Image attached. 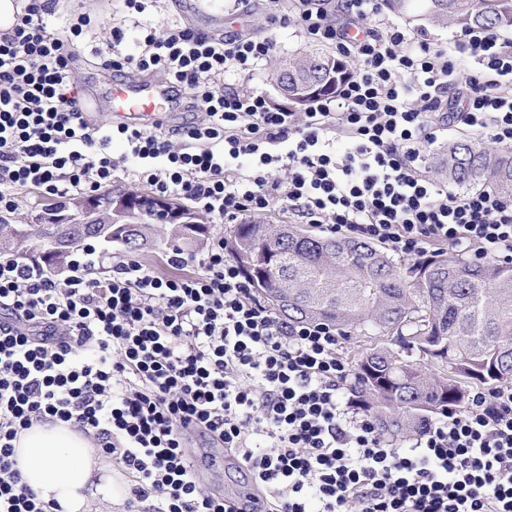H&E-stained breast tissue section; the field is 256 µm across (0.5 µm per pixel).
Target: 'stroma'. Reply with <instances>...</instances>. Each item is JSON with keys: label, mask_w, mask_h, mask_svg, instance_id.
<instances>
[{"label": "stroma", "mask_w": 512, "mask_h": 512, "mask_svg": "<svg viewBox=\"0 0 512 512\" xmlns=\"http://www.w3.org/2000/svg\"><path fill=\"white\" fill-rule=\"evenodd\" d=\"M184 0H154L152 7L142 14L128 13L120 0H59L56 8V23H64L73 15L89 14L98 19L100 28L84 41L80 50L78 81L84 94L95 101V110L89 115L90 123L101 125L113 121L110 91L112 75L97 66L95 49L107 48L112 41L113 27L124 31L123 52H135L137 40L144 29L157 34H167L174 25H186L197 31L221 37L230 34H247L272 41L273 51L269 59L263 60L247 72L230 71L224 76V87L228 90H254L261 92L269 103L277 108L289 109L288 100L280 96L271 80L275 61L298 53L334 52V45L309 41L294 27L275 24L266 0H212L211 17L192 18L184 13Z\"/></svg>", "instance_id": "stroma-1"}]
</instances>
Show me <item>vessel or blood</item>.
I'll return each instance as SVG.
<instances>
[{
  "mask_svg": "<svg viewBox=\"0 0 512 512\" xmlns=\"http://www.w3.org/2000/svg\"><path fill=\"white\" fill-rule=\"evenodd\" d=\"M111 97L113 110L121 118L134 116L155 123L175 110V100L167 88L149 78L113 80Z\"/></svg>",
  "mask_w": 512,
  "mask_h": 512,
  "instance_id": "b4317fda",
  "label": "vessel or blood"
}]
</instances>
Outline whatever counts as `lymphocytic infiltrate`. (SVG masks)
I'll return each instance as SVG.
<instances>
[{"instance_id": "lymphocytic-infiltrate-1", "label": "lymphocytic infiltrate", "mask_w": 512, "mask_h": 512, "mask_svg": "<svg viewBox=\"0 0 512 512\" xmlns=\"http://www.w3.org/2000/svg\"><path fill=\"white\" fill-rule=\"evenodd\" d=\"M331 3L347 25L330 22ZM57 5L29 0L0 35V212L33 188L64 199L111 187L125 164L110 151L118 138L139 162L135 182L220 222L279 206L401 257L448 248L512 263V199L450 190L425 168L459 121L512 148V41L500 33L465 29L445 44L383 17L380 0H297L280 23L333 43L358 70L295 114L224 88L226 72L271 54L269 40L184 26L146 31L125 53L113 28L96 54L104 70L163 73L205 112L183 126L182 147L158 126L91 127L75 48L96 23L77 15L52 29ZM334 135L348 152L332 149ZM168 263L176 275L117 254L108 278L62 281L38 259L0 263V512H59L13 460L19 432L38 422L76 425L112 457L131 478L129 512H512V387L475 393L397 447L345 401L353 366L335 327L279 316L223 239ZM196 433L248 474L242 498L206 488L188 446Z\"/></svg>"}]
</instances>
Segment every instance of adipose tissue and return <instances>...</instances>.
Listing matches in <instances>:
<instances>
[{"instance_id":"1","label":"adipose tissue","mask_w":512,"mask_h":512,"mask_svg":"<svg viewBox=\"0 0 512 512\" xmlns=\"http://www.w3.org/2000/svg\"><path fill=\"white\" fill-rule=\"evenodd\" d=\"M15 458L21 481L43 500L58 502L63 512H82L86 489L112 497V479L96 458L89 439L69 423H37L21 433Z\"/></svg>"}]
</instances>
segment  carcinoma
<instances>
[{"label":"carcinoma","mask_w":512,"mask_h":512,"mask_svg":"<svg viewBox=\"0 0 512 512\" xmlns=\"http://www.w3.org/2000/svg\"><path fill=\"white\" fill-rule=\"evenodd\" d=\"M421 17L450 28L512 30V0H426ZM352 66L318 52L288 58L289 90L301 95L304 112L322 95H333ZM434 173L453 186L490 185L512 198V149L486 146L461 136L436 159ZM150 207L135 216L138 232L119 241L140 250L142 233L157 230ZM93 224H0V257H13L18 239L52 262L78 238L98 242ZM210 234L200 225L177 238L157 241L185 247ZM224 247L258 293L288 292L275 305L293 322H326L357 340L352 397L399 444L443 411L463 405L474 383L512 384V265L468 261L448 251L396 259L364 239L323 237L305 230L278 236L271 224L235 226Z\"/></svg>","instance_id":"1"}]
</instances>
